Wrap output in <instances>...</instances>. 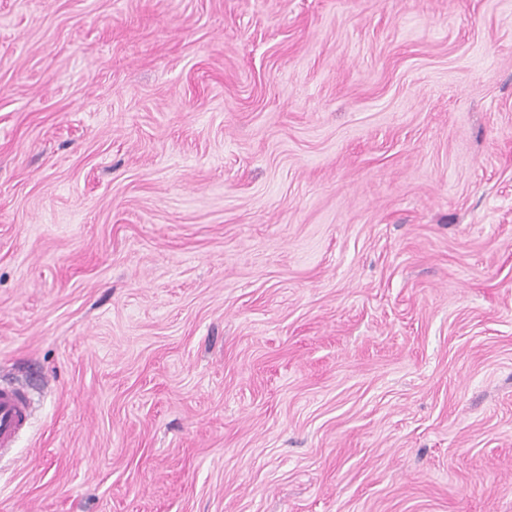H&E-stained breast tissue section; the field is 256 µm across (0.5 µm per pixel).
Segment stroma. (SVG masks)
Returning a JSON list of instances; mask_svg holds the SVG:
<instances>
[{
  "label": "stroma",
  "instance_id": "35a3bbf8",
  "mask_svg": "<svg viewBox=\"0 0 512 512\" xmlns=\"http://www.w3.org/2000/svg\"><path fill=\"white\" fill-rule=\"evenodd\" d=\"M0 512H512V0H0ZM32 398L15 386H0V455L14 447L32 414Z\"/></svg>",
  "mask_w": 512,
  "mask_h": 512
}]
</instances>
